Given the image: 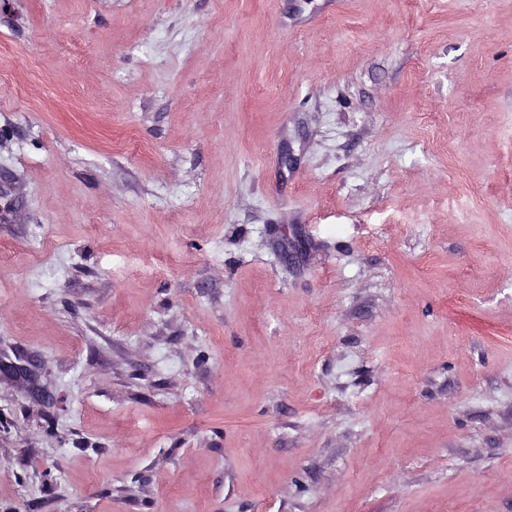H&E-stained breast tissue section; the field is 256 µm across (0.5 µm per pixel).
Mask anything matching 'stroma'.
Here are the masks:
<instances>
[{
    "instance_id": "stroma-1",
    "label": "stroma",
    "mask_w": 512,
    "mask_h": 512,
    "mask_svg": "<svg viewBox=\"0 0 512 512\" xmlns=\"http://www.w3.org/2000/svg\"><path fill=\"white\" fill-rule=\"evenodd\" d=\"M0 512H512V0H0Z\"/></svg>"
}]
</instances>
